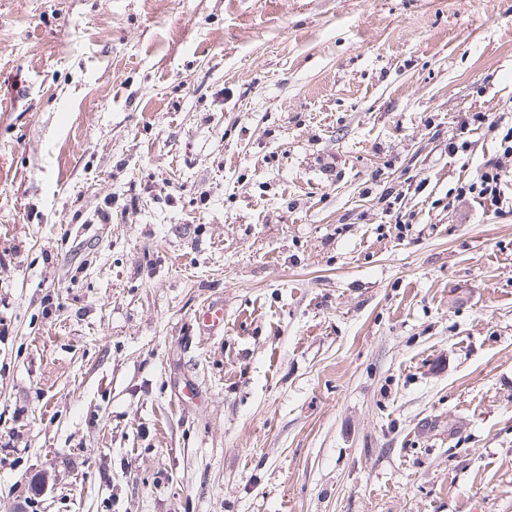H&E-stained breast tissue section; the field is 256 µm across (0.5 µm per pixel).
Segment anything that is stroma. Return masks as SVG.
Masks as SVG:
<instances>
[{
    "label": "stroma",
    "mask_w": 512,
    "mask_h": 512,
    "mask_svg": "<svg viewBox=\"0 0 512 512\" xmlns=\"http://www.w3.org/2000/svg\"><path fill=\"white\" fill-rule=\"evenodd\" d=\"M462 112L512 0H0V512H512Z\"/></svg>",
    "instance_id": "1"
}]
</instances>
